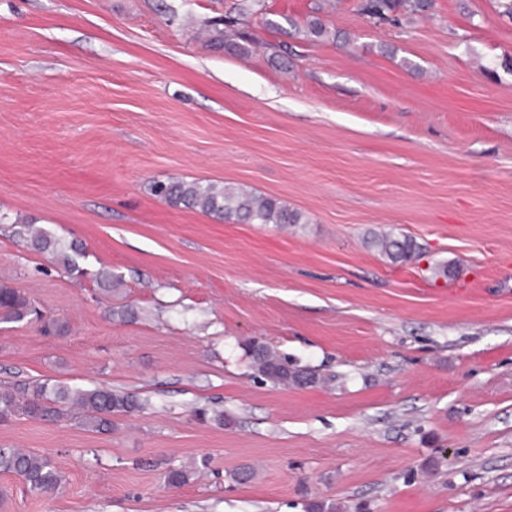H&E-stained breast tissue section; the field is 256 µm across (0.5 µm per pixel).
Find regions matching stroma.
<instances>
[{
    "label": "stroma",
    "instance_id": "1",
    "mask_svg": "<svg viewBox=\"0 0 512 512\" xmlns=\"http://www.w3.org/2000/svg\"><path fill=\"white\" fill-rule=\"evenodd\" d=\"M236 4L0 0V284L60 326L0 320V386L149 401L108 433L0 421V446L63 476L33 495L0 473V512H512V73L476 67L512 56V20L435 0L376 24L341 0L342 45L290 34L314 0H257L230 28ZM181 179L308 221H222L149 191ZM17 221L80 245L87 277L21 246ZM388 228L423 257L369 250ZM252 340L326 384L260 383ZM184 464L190 482L165 486Z\"/></svg>",
    "mask_w": 512,
    "mask_h": 512
}]
</instances>
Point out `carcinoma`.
Masks as SVG:
<instances>
[{
    "instance_id": "1",
    "label": "carcinoma",
    "mask_w": 512,
    "mask_h": 512,
    "mask_svg": "<svg viewBox=\"0 0 512 512\" xmlns=\"http://www.w3.org/2000/svg\"><path fill=\"white\" fill-rule=\"evenodd\" d=\"M329 5L331 0H323L313 7V14L302 26L304 36L317 39L331 36L324 18L320 17ZM433 6V0H361L359 11L370 20L399 25L409 19L428 18ZM152 192L171 205H181L219 220L293 226L308 223L302 212L242 187L200 181H158L153 184ZM14 236L33 251L53 255L71 273L79 277L85 275L76 264L77 248L73 245L62 243L31 223L15 225ZM367 244L393 263H403L422 254L421 247L413 239L401 238L391 231L372 235ZM0 311L3 320H21L35 312V308L16 289L0 285ZM248 354L259 377L276 386H297V371L288 358L265 345L249 347ZM74 407L80 414L81 427L105 433L112 430V418L139 412L145 403L131 393L102 387L84 389L49 380L21 382L0 389V419L21 414L35 420L52 421ZM0 473L19 476L28 491L36 495L53 492L63 482V476L47 458L16 448L0 447ZM193 474L194 471L186 466L169 468L163 473V480L168 486L178 488L188 483Z\"/></svg>"
}]
</instances>
